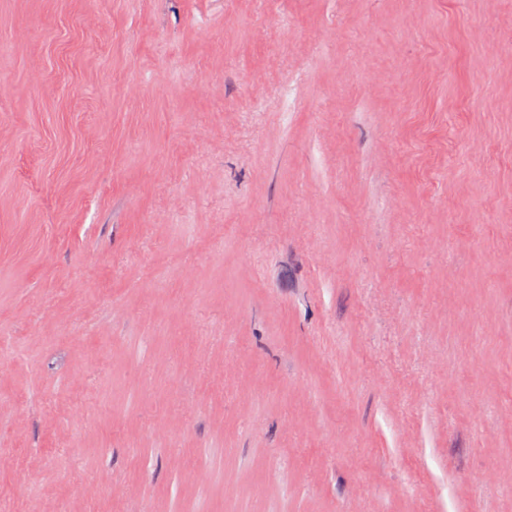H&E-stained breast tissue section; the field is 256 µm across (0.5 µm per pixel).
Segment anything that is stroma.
<instances>
[{"mask_svg": "<svg viewBox=\"0 0 512 512\" xmlns=\"http://www.w3.org/2000/svg\"><path fill=\"white\" fill-rule=\"evenodd\" d=\"M0 455V512H512V0H0Z\"/></svg>", "mask_w": 512, "mask_h": 512, "instance_id": "obj_1", "label": "stroma"}]
</instances>
